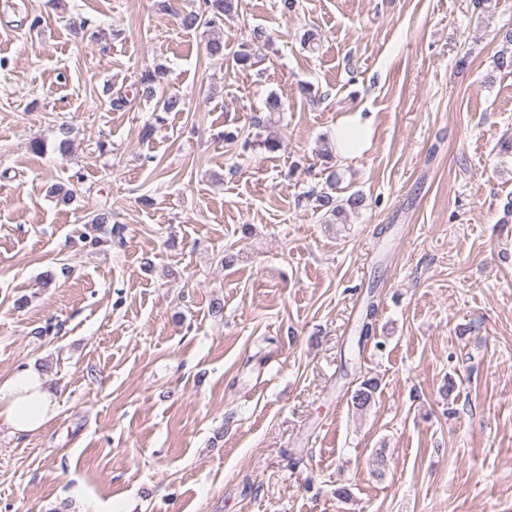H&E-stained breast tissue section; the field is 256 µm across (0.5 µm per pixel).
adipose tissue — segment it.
Segmentation results:
<instances>
[{"label":"adipose tissue","mask_w":512,"mask_h":512,"mask_svg":"<svg viewBox=\"0 0 512 512\" xmlns=\"http://www.w3.org/2000/svg\"><path fill=\"white\" fill-rule=\"evenodd\" d=\"M372 135V116L360 112L341 116L334 130L337 156H360L369 149ZM55 414V395L39 372L26 369L0 379V423L12 433L36 434Z\"/></svg>","instance_id":"obj_1"}]
</instances>
